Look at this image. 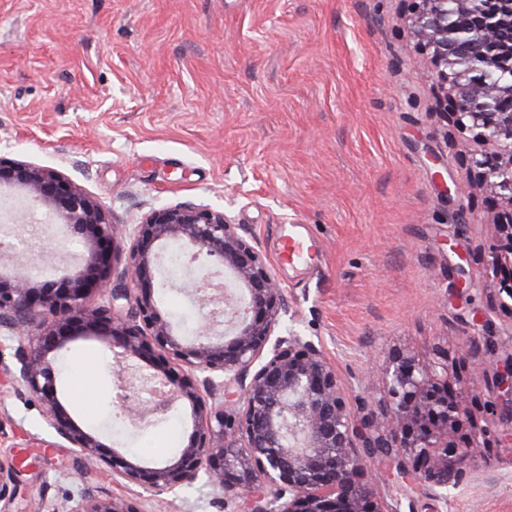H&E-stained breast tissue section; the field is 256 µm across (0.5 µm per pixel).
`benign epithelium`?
<instances>
[{"mask_svg": "<svg viewBox=\"0 0 512 512\" xmlns=\"http://www.w3.org/2000/svg\"><path fill=\"white\" fill-rule=\"evenodd\" d=\"M409 30L438 89L439 115L479 147L465 159L463 197L482 194L494 209L496 243L487 267L495 300L512 313V0H404ZM46 210L68 241L83 247L63 287L17 265L0 273V327L17 338L14 380L39 399L59 437L129 483L176 494L201 478L244 512H401L378 506L370 466L384 462L397 483L442 493L465 476L468 447L454 433L468 416L466 397L448 388V370L391 354L384 373L390 402L363 414L346 401L336 364L323 348L279 333L283 288L224 212L194 205L153 209L133 225L128 263L112 285L117 247L107 210L54 169L0 155V190ZM178 242L205 263L191 274L201 327L182 334L157 302L153 270ZM102 302L89 303L92 294ZM126 304H120V301ZM96 339L113 364L135 363L166 390V406L187 400L194 430L179 454L146 465L104 451L61 399L57 361L68 343ZM493 357L494 407L512 423V352ZM212 400L211 408L202 396ZM118 412L137 422L138 405L118 393ZM17 489L16 470L0 464V504ZM69 512H141L116 495L83 494Z\"/></svg>", "mask_w": 512, "mask_h": 512, "instance_id": "benign-epithelium-1", "label": "benign epithelium"}]
</instances>
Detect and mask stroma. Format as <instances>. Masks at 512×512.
I'll list each match as a JSON object with an SVG mask.
<instances>
[{
  "label": "stroma",
  "instance_id": "1",
  "mask_svg": "<svg viewBox=\"0 0 512 512\" xmlns=\"http://www.w3.org/2000/svg\"><path fill=\"white\" fill-rule=\"evenodd\" d=\"M473 135L447 129L424 74L404 0H0V154L50 167L111 213L126 266V227L166 205L224 211L281 283L284 327L320 343L351 406L389 396L383 371L402 351L447 365L468 396L456 438L470 447L466 476L447 498L406 493L372 468L385 504L412 512H512V448L486 407L490 376L460 355L472 336L512 349V314L493 303L486 258L495 241L480 193L445 197L466 177ZM42 210L20 228L30 246L5 267L59 277L77 244L55 246ZM316 238L317 265L278 259L281 239ZM160 308L192 307L186 285L159 266ZM16 343L0 334V462L17 467L10 512L46 499L67 512L84 489H113L103 465L81 457L41 402L5 372ZM63 391L92 361L96 394L66 407L104 443L144 462L174 457L193 432L190 403L131 426L112 406L136 369L113 366L92 338L68 344ZM144 512H236L196 483L179 495L123 488Z\"/></svg>",
  "mask_w": 512,
  "mask_h": 512
}]
</instances>
